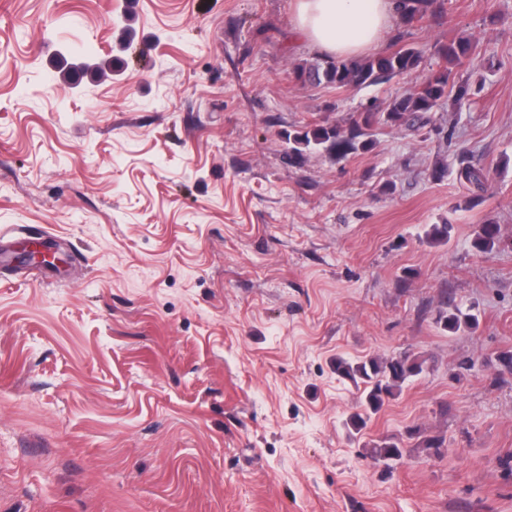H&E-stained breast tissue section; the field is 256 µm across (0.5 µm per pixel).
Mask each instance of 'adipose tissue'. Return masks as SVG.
I'll return each mask as SVG.
<instances>
[{
    "label": "adipose tissue",
    "mask_w": 512,
    "mask_h": 512,
    "mask_svg": "<svg viewBox=\"0 0 512 512\" xmlns=\"http://www.w3.org/2000/svg\"><path fill=\"white\" fill-rule=\"evenodd\" d=\"M396 14L395 0H293L296 29L339 59L357 57L377 44Z\"/></svg>",
    "instance_id": "1"
}]
</instances>
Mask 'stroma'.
Masks as SVG:
<instances>
[{"mask_svg": "<svg viewBox=\"0 0 512 512\" xmlns=\"http://www.w3.org/2000/svg\"><path fill=\"white\" fill-rule=\"evenodd\" d=\"M460 36L469 102L289 157ZM398 41L416 73L339 89L295 79L325 55L292 0H0V512H512V0H444L372 52ZM23 242L60 263L18 265ZM458 309L476 325L444 330ZM404 352L425 371L354 433L332 360ZM457 180L461 184L484 190L490 180V169L476 168L465 160H461L457 169ZM500 243V226L494 222L479 224L474 246L479 251H491ZM405 451L406 448H404L401 441L389 438L373 444L369 456L377 462H383L388 465L389 461L400 459Z\"/></svg>", "mask_w": 512, "mask_h": 512, "instance_id": "1", "label": "stroma"}]
</instances>
